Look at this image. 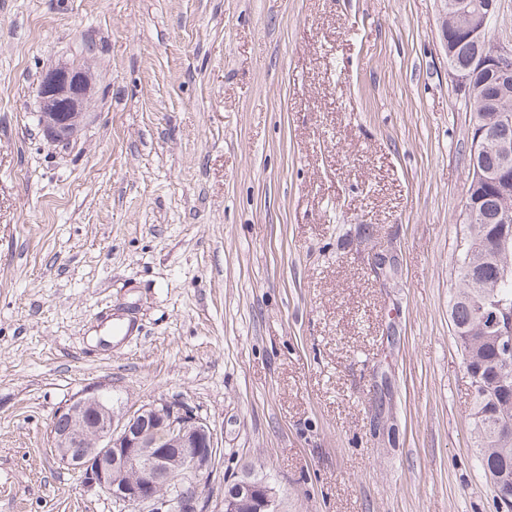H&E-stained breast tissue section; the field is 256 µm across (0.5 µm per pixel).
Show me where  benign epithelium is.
Segmentation results:
<instances>
[{
  "label": "benign epithelium",
  "instance_id": "benign-epithelium-1",
  "mask_svg": "<svg viewBox=\"0 0 512 512\" xmlns=\"http://www.w3.org/2000/svg\"><path fill=\"white\" fill-rule=\"evenodd\" d=\"M497 0H437L442 35L448 56V75L467 96L483 104V118L472 125L468 184H480L485 192L467 189L465 222L482 221L483 202L493 196L491 221L497 224L485 255L505 251L512 244V49L492 42L488 29ZM467 61L456 62L460 49ZM486 85H498L501 93L482 99ZM94 92L93 77L79 64H61L48 70L40 83L38 121L53 142L67 144L81 130ZM494 157L491 166L485 159ZM483 288L476 303L482 323L481 342L495 355L498 397L512 396V301L497 293L498 285ZM60 414L69 427L52 431L50 451L77 472L84 486L112 499L117 512L135 506L140 512H206L200 488L188 476L209 472L216 448L209 423L178 399H158L134 411L113 407L108 393L91 389L76 396ZM496 446L512 445V424L495 421ZM503 508L512 506V472L488 473ZM224 512H278L275 488L245 473L224 493Z\"/></svg>",
  "mask_w": 512,
  "mask_h": 512
}]
</instances>
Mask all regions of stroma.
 I'll return each instance as SVG.
<instances>
[{"instance_id": "1", "label": "stroma", "mask_w": 512, "mask_h": 512, "mask_svg": "<svg viewBox=\"0 0 512 512\" xmlns=\"http://www.w3.org/2000/svg\"><path fill=\"white\" fill-rule=\"evenodd\" d=\"M440 24L436 0H0V512H113L50 453L96 387L208 421L207 512L250 467L279 512H499L448 313L472 123ZM60 63L95 77L67 144L37 118Z\"/></svg>"}]
</instances>
